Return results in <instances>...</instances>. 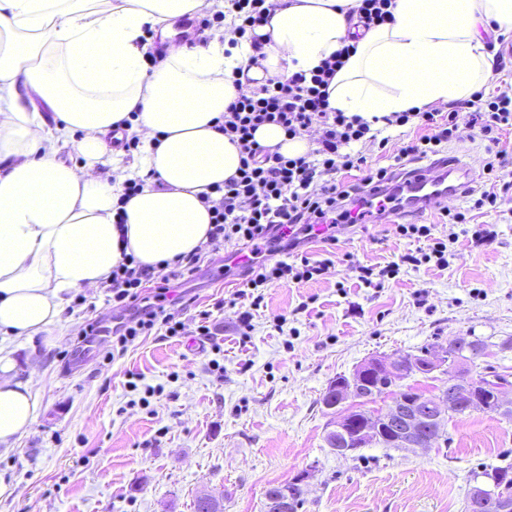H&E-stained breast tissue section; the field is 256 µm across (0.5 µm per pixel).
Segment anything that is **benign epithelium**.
I'll use <instances>...</instances> for the list:
<instances>
[{
    "mask_svg": "<svg viewBox=\"0 0 512 512\" xmlns=\"http://www.w3.org/2000/svg\"><path fill=\"white\" fill-rule=\"evenodd\" d=\"M447 364L446 348L438 346L419 357L368 361L349 377L334 381L332 387L338 397L328 406L334 414L330 427L344 439L336 452L346 455L365 448L380 433L391 437L400 448L421 450L430 442L428 435L441 431L450 411L490 407L503 418L512 419V400L508 398L512 384L497 379V386L492 387L487 384L491 377L484 373L466 382H448V388L438 397L403 400L394 396L407 370L419 368L431 373Z\"/></svg>",
    "mask_w": 512,
    "mask_h": 512,
    "instance_id": "benign-epithelium-1",
    "label": "benign epithelium"
}]
</instances>
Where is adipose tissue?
I'll use <instances>...</instances> for the list:
<instances>
[{"mask_svg": "<svg viewBox=\"0 0 512 512\" xmlns=\"http://www.w3.org/2000/svg\"><path fill=\"white\" fill-rule=\"evenodd\" d=\"M206 0H0V335L52 343L67 296L112 276L123 253L156 264L193 253L210 214L200 196L236 175L240 153L215 121L235 98L239 53L219 42L143 64L146 27L169 33ZM355 0H287L258 33L265 79L310 71L343 45ZM394 21L362 33L333 78V109L365 119L470 96L493 74L484 33L512 32V0H394ZM55 116L47 124L40 109ZM139 111L158 135L153 172L116 223L111 176H92L112 126ZM74 143L75 170L57 154ZM32 379L0 347V446L34 425Z\"/></svg>", "mask_w": 512, "mask_h": 512, "instance_id": "obj_1", "label": "adipose tissue"}]
</instances>
